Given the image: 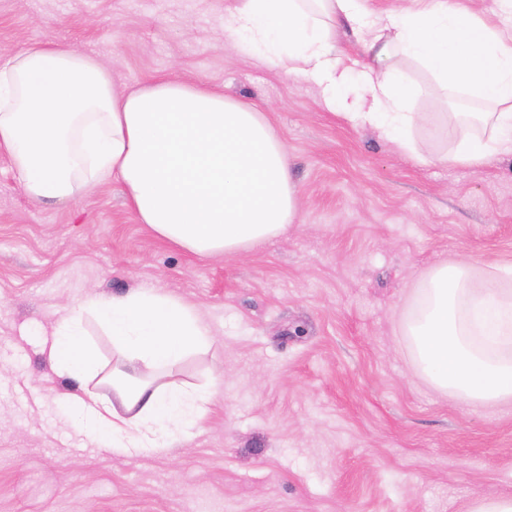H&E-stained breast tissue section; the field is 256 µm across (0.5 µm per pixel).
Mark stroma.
<instances>
[{
  "mask_svg": "<svg viewBox=\"0 0 512 512\" xmlns=\"http://www.w3.org/2000/svg\"><path fill=\"white\" fill-rule=\"evenodd\" d=\"M94 54L117 90L162 75L254 104L285 142L294 224L200 256L138 222L112 182L31 202L0 154V512H467L512 495V410L475 412L416 375L401 322L454 257L512 267V160L421 166L327 108L318 85L239 54L224 0H0V57L36 40ZM161 288L212 345L183 380L199 424L144 455L77 433L41 354L91 294Z\"/></svg>",
  "mask_w": 512,
  "mask_h": 512,
  "instance_id": "1",
  "label": "stroma"
}]
</instances>
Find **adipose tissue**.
<instances>
[{"mask_svg":"<svg viewBox=\"0 0 512 512\" xmlns=\"http://www.w3.org/2000/svg\"><path fill=\"white\" fill-rule=\"evenodd\" d=\"M415 11L369 17L365 0H224L235 48L288 77L317 82L329 108L344 107L349 70L336 44L351 32L370 63L362 72L370 124L419 165L479 166L512 158V23L490 24L463 0H420ZM416 61L447 93L484 103L482 134L450 128L451 152L420 151L408 136L424 94L397 66ZM0 153L27 197L61 203L116 181L139 223L197 255L238 254L293 224L297 185L288 150L262 113L205 83L160 77L116 91L92 55L36 41L0 64ZM93 316L112 338L118 363L112 399L89 383L99 374L86 337ZM406 336L419 378L474 410L512 406V269L449 260L423 278ZM210 330L196 310L160 288L73 304L52 332L49 359L76 382L60 401L81 433L130 455L170 447L197 426L211 392L176 377L188 356L207 351Z\"/></svg>","mask_w":512,"mask_h":512,"instance_id":"adipose-tissue-1","label":"adipose tissue"}]
</instances>
